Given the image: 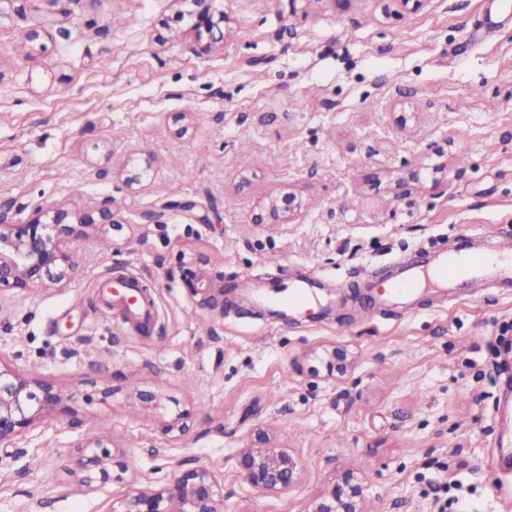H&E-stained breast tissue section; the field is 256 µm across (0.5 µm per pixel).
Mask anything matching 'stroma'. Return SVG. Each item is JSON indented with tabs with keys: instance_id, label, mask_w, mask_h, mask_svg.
<instances>
[{
	"instance_id": "35a3bbf8",
	"label": "stroma",
	"mask_w": 512,
	"mask_h": 512,
	"mask_svg": "<svg viewBox=\"0 0 512 512\" xmlns=\"http://www.w3.org/2000/svg\"><path fill=\"white\" fill-rule=\"evenodd\" d=\"M215 8L218 45L190 0H0V220L112 212L73 241L65 285L0 293V366L66 396L0 446V512H118L196 466L223 512H309L348 470L366 512H512V290L365 313L403 256L512 235V18L483 26L498 0ZM288 193L299 220L253 223ZM121 273L151 327L100 299ZM307 276L313 313L241 303V280ZM93 437L128 481L80 484ZM260 447L298 458L288 490L243 478Z\"/></svg>"
}]
</instances>
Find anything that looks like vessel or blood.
Returning <instances> with one entry per match:
<instances>
[{
    "instance_id": "1",
    "label": "vessel or blood",
    "mask_w": 512,
    "mask_h": 512,
    "mask_svg": "<svg viewBox=\"0 0 512 512\" xmlns=\"http://www.w3.org/2000/svg\"><path fill=\"white\" fill-rule=\"evenodd\" d=\"M460 281L512 288V236L502 237L490 256L460 246L438 251L424 260H407L400 280L381 289L371 306L377 309L384 303L396 300L409 304L423 290L436 288L445 293ZM98 286L111 293L113 307L118 308L125 319H134L143 324L154 322V304L146 296L136 276L102 279ZM242 296L249 304L259 301L271 306L303 309L310 305L312 291L308 285L300 284L287 295L274 297L267 291L249 287L243 291Z\"/></svg>"
}]
</instances>
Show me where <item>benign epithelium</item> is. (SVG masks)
<instances>
[{
    "mask_svg": "<svg viewBox=\"0 0 512 512\" xmlns=\"http://www.w3.org/2000/svg\"><path fill=\"white\" fill-rule=\"evenodd\" d=\"M199 7L194 29L205 32L212 43L224 41V32L214 21L215 0H189ZM299 205L291 195L273 198L253 216L255 224H278L296 215ZM76 214L57 206L38 209L24 224L0 220V291L59 283L70 267L68 248L72 240L87 234L95 224L112 223V212L98 210ZM64 397L48 384L29 379L12 370L0 369V445L25 436L42 418L62 404ZM78 460L81 482L99 490L125 480L127 464L116 462L99 443H81ZM240 469L247 482L264 491L285 490L298 475V463L289 454L269 448H250L240 457ZM364 488L350 474L319 496L310 512H365ZM224 484L205 467L177 470L158 488H134L123 501L120 512H223Z\"/></svg>",
    "mask_w": 512,
    "mask_h": 512,
    "instance_id": "obj_1",
    "label": "benign epithelium"
}]
</instances>
